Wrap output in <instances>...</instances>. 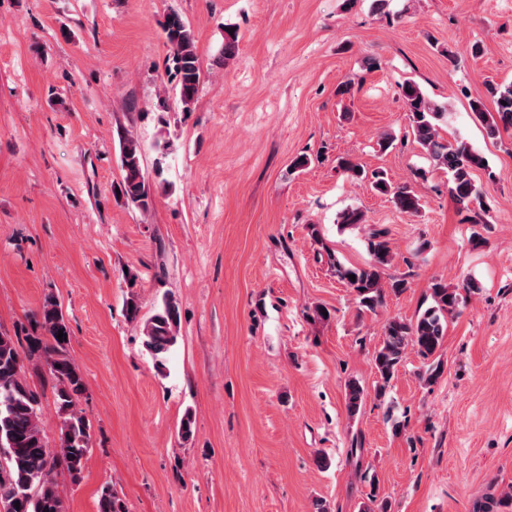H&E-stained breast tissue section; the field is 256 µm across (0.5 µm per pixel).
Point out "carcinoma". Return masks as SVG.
I'll return each mask as SVG.
<instances>
[{"mask_svg": "<svg viewBox=\"0 0 512 512\" xmlns=\"http://www.w3.org/2000/svg\"><path fill=\"white\" fill-rule=\"evenodd\" d=\"M164 32L179 101L188 112L196 100L200 80L194 36L176 14L167 17ZM489 93L494 99L495 111H487L480 101L472 102L471 110L486 135L494 139L501 131L512 128V83L491 85ZM400 97L409 112L414 141L436 166L448 171L449 193L458 210L469 213L473 224L485 223L484 194L473 178V171L487 169L483 164L485 158L467 142L448 141L439 135L438 121L447 111V105L428 98L416 82H404L400 86ZM121 167L124 176L119 184L120 193L132 206L148 211L153 205L154 192L143 171L142 146L131 136L124 138L121 145ZM370 187L389 196L401 212L416 213L422 207L421 198L411 185L394 186L382 171L372 174ZM368 252L370 259L363 267L345 266L332 256L329 262L336 276L355 293L358 304L373 311L383 302V274L393 259L385 230L371 232ZM431 297L433 305L416 319L392 318L385 322L383 344L374 356L380 378L378 395L385 394L407 349L429 359L441 348L447 332V317L459 306L461 293L437 281L431 285ZM126 311L130 320H140V305L134 292L127 299ZM36 324L43 335L26 337V357L12 337L0 334V512H64L53 467L62 466L72 482L77 483L91 450L90 427L75 409L77 399L85 390L84 377L67 351L70 331L54 297H45ZM179 324V305L174 297L166 295L156 312L141 325L144 344L154 357L164 358L176 343ZM60 333L63 334L61 340L57 338ZM45 335L49 340H43ZM27 357L44 359V380L51 382L54 389L60 418L56 450L50 447L43 429L38 391L26 375L24 359ZM364 396V389L358 383L348 384L346 400L350 415L358 413ZM98 512H126V509L112 490L105 489L99 499Z\"/></svg>", "mask_w": 512, "mask_h": 512, "instance_id": "cac0c4a2", "label": "carcinoma"}]
</instances>
